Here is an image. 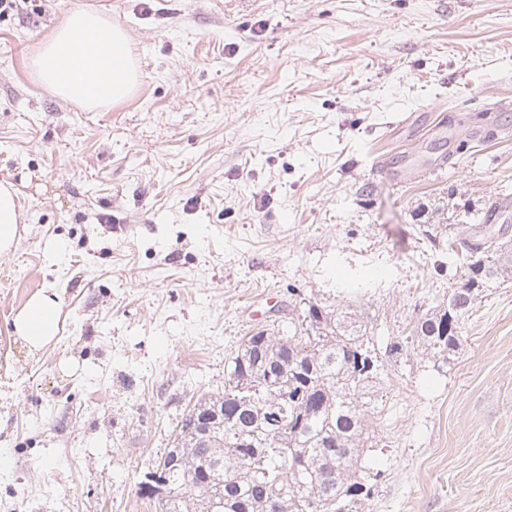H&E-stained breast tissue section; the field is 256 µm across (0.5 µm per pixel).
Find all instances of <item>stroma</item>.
<instances>
[{"label":"stroma","instance_id":"stroma-1","mask_svg":"<svg viewBox=\"0 0 512 512\" xmlns=\"http://www.w3.org/2000/svg\"><path fill=\"white\" fill-rule=\"evenodd\" d=\"M108 13L139 67L89 112L31 54L77 8ZM512 0H28L0 19V183L24 232L0 255V512H153L140 476L200 394L289 305L350 308L405 342L460 287L423 208L470 225L512 204ZM455 117L454 144L393 134ZM426 150L405 183L374 161ZM60 330L12 333L35 293ZM447 361L384 359L365 512H512V282ZM60 308L55 294L38 292L31 296L12 322L13 333L30 349L39 350L56 340Z\"/></svg>","mask_w":512,"mask_h":512}]
</instances>
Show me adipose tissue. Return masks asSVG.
<instances>
[{
  "instance_id": "adipose-tissue-1",
  "label": "adipose tissue",
  "mask_w": 512,
  "mask_h": 512,
  "mask_svg": "<svg viewBox=\"0 0 512 512\" xmlns=\"http://www.w3.org/2000/svg\"><path fill=\"white\" fill-rule=\"evenodd\" d=\"M32 66L51 93L88 110L126 99L138 80L127 34L108 15L89 8L65 16L38 45ZM22 232L17 190L0 183V253L12 251ZM59 316L57 296L36 293L15 316L13 332L30 349H41L55 341Z\"/></svg>"
}]
</instances>
